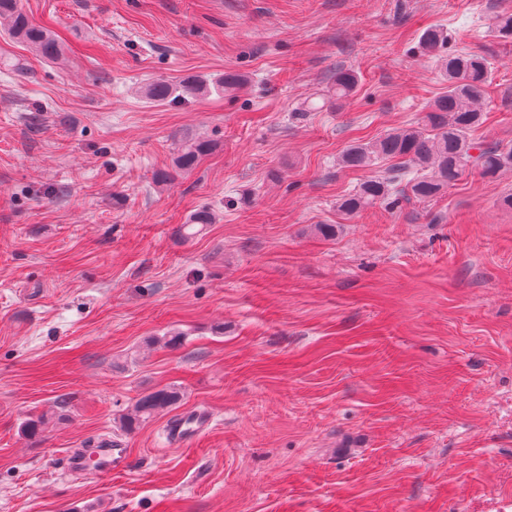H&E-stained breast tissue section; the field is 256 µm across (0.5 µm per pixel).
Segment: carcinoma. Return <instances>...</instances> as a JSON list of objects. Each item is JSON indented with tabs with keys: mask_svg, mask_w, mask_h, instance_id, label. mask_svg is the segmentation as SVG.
<instances>
[{
	"mask_svg": "<svg viewBox=\"0 0 512 512\" xmlns=\"http://www.w3.org/2000/svg\"><path fill=\"white\" fill-rule=\"evenodd\" d=\"M0 29L44 59L57 61L63 57V47L55 33L33 24L20 0H0ZM421 41L423 49L438 59L448 90L429 106L420 125L395 128L375 141L354 142L346 148L341 164L347 168H366L382 158L399 160L398 167L385 175L369 177L355 193L340 200L338 207L347 215L388 200L396 205L399 197L406 195L420 201L433 199L459 181L468 167L488 178L512 171V147H482L469 139V132L483 122L482 105L491 72L488 60L476 54L441 53L448 36L440 29L426 30ZM357 85L356 73L336 71V100L349 97ZM204 89L205 85L194 79H186L177 87L158 80L146 87L145 94L154 101L165 102L177 96L200 94ZM209 150L210 145L204 140L183 145L177 167L184 172L195 169ZM413 167L424 170V174L405 180L408 169ZM179 401L180 394L173 388L148 392L137 400L134 413L124 418V427L130 429Z\"/></svg>",
	"mask_w": 512,
	"mask_h": 512,
	"instance_id": "carcinoma-1",
	"label": "carcinoma"
}]
</instances>
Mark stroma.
<instances>
[{"label":"stroma","instance_id":"obj_1","mask_svg":"<svg viewBox=\"0 0 512 512\" xmlns=\"http://www.w3.org/2000/svg\"><path fill=\"white\" fill-rule=\"evenodd\" d=\"M21 3L65 60L0 34V512H512V172L337 208L368 176L350 142L444 91L428 27L488 58L471 137L512 145V0ZM340 69L353 96L303 111ZM189 139L212 151L184 172ZM195 412L200 439L170 443ZM107 440L125 472L66 471ZM205 85L194 79L183 80L179 87L173 86L165 80H158L149 84L145 89V94L151 100L157 102H165L175 97H183L184 95H196L204 92ZM178 92V94H176ZM180 401V394L173 388H162L142 395L136 402L134 413L124 418L126 429L135 423L146 420L156 413L172 407Z\"/></svg>","mask_w":512,"mask_h":512}]
</instances>
